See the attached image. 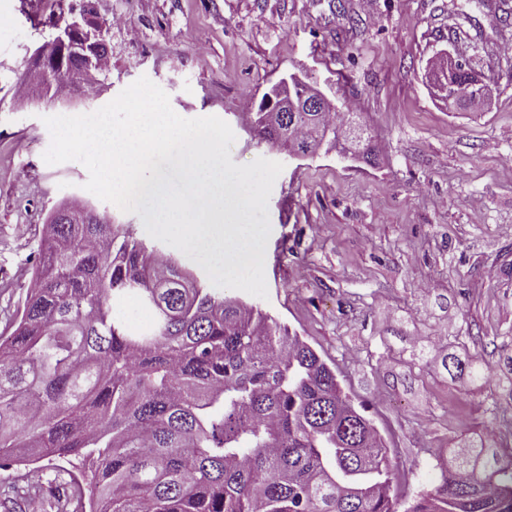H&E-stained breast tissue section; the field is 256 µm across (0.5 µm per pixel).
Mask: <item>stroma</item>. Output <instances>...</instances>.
I'll use <instances>...</instances> for the list:
<instances>
[{
  "label": "stroma",
  "mask_w": 512,
  "mask_h": 512,
  "mask_svg": "<svg viewBox=\"0 0 512 512\" xmlns=\"http://www.w3.org/2000/svg\"><path fill=\"white\" fill-rule=\"evenodd\" d=\"M345 13H338L337 3ZM498 0H116L151 46L138 56L112 32V68L91 113L139 77L173 111L216 116L235 134L231 159L281 163L268 201L267 298L233 297L288 327L340 373L345 392L379 429L403 504L441 480L439 459L479 444L512 415V29L497 27ZM467 14L466 34L453 17ZM36 0H0V334H10L40 259L43 226L57 207L85 203L148 234L139 215L85 190L86 167L47 164L49 97L30 106L13 77L36 88L41 44ZM466 58L488 89L482 109L451 110L428 72L443 54ZM296 73L332 100L356 104L373 164L330 153L291 160L253 134L239 100L260 101ZM486 376L450 378L448 355ZM56 458L36 474L1 468L0 486L69 480Z\"/></svg>",
  "instance_id": "1"
}]
</instances>
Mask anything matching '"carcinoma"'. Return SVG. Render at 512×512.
Masks as SVG:
<instances>
[{
  "mask_svg": "<svg viewBox=\"0 0 512 512\" xmlns=\"http://www.w3.org/2000/svg\"><path fill=\"white\" fill-rule=\"evenodd\" d=\"M107 27L45 41L52 82H82L108 52H82ZM451 91L481 84L470 67L430 69ZM255 124L272 147L336 130L329 112ZM36 287L0 338V468L74 456L90 465L80 512H512V441L482 467L465 452L441 484L399 510L383 439L336 370L257 307L207 287L129 224L49 217ZM134 296L151 313L134 327L113 306Z\"/></svg>",
  "mask_w": 512,
  "mask_h": 512,
  "instance_id": "1",
  "label": "carcinoma"
}]
</instances>
